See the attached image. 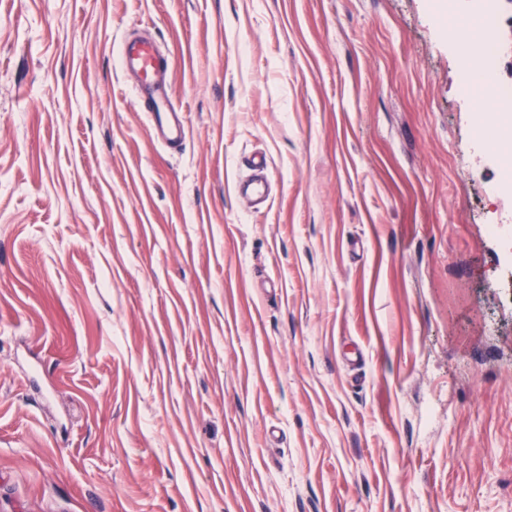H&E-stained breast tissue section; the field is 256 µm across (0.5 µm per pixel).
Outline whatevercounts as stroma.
Returning <instances> with one entry per match:
<instances>
[{"mask_svg": "<svg viewBox=\"0 0 512 512\" xmlns=\"http://www.w3.org/2000/svg\"><path fill=\"white\" fill-rule=\"evenodd\" d=\"M464 62L435 0H0V512H512ZM120 67L125 75H136L138 104L147 112L154 133L165 145L179 148L186 138V122L164 90L161 77L169 67L168 59L148 39H126L120 51Z\"/></svg>", "mask_w": 512, "mask_h": 512, "instance_id": "stroma-1", "label": "stroma"}]
</instances>
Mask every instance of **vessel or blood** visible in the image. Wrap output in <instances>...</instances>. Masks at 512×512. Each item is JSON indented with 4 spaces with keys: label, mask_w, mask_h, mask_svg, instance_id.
I'll list each match as a JSON object with an SVG mask.
<instances>
[{
    "label": "vessel or blood",
    "mask_w": 512,
    "mask_h": 512,
    "mask_svg": "<svg viewBox=\"0 0 512 512\" xmlns=\"http://www.w3.org/2000/svg\"><path fill=\"white\" fill-rule=\"evenodd\" d=\"M120 67L124 74L136 75L138 104L147 113L154 133L165 145L180 147L186 138V122L164 89L162 76L169 67L167 58L150 40L128 39L121 47Z\"/></svg>",
    "instance_id": "1"
}]
</instances>
